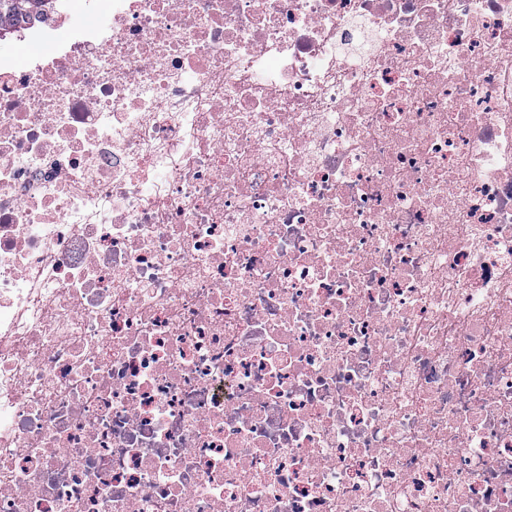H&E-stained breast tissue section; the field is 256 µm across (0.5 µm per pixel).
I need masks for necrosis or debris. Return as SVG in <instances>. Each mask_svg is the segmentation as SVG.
I'll return each mask as SVG.
<instances>
[{"mask_svg": "<svg viewBox=\"0 0 512 512\" xmlns=\"http://www.w3.org/2000/svg\"><path fill=\"white\" fill-rule=\"evenodd\" d=\"M50 2L0 512H512V0Z\"/></svg>", "mask_w": 512, "mask_h": 512, "instance_id": "necrosis-or-debris-1", "label": "necrosis or debris"}]
</instances>
